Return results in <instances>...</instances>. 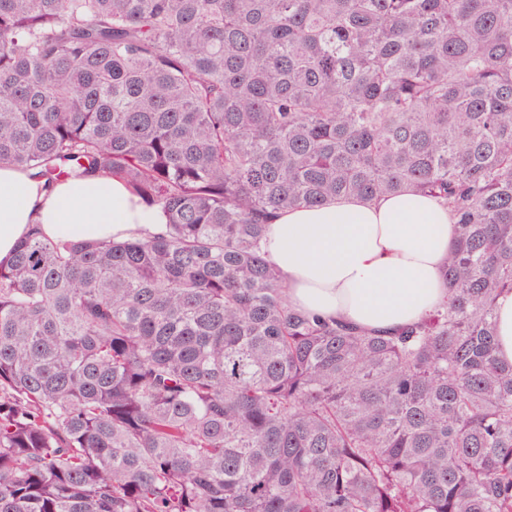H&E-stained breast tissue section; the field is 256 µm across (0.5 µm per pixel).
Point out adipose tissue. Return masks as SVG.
<instances>
[{
	"instance_id": "1",
	"label": "adipose tissue",
	"mask_w": 512,
	"mask_h": 512,
	"mask_svg": "<svg viewBox=\"0 0 512 512\" xmlns=\"http://www.w3.org/2000/svg\"><path fill=\"white\" fill-rule=\"evenodd\" d=\"M161 222L156 208L120 180L86 175L47 189L27 172L0 165V262L35 224L50 237L125 241ZM453 235L447 210L433 198L415 192L373 202L340 197L281 211L269 225L266 251L293 306L393 331L443 298L442 267Z\"/></svg>"
}]
</instances>
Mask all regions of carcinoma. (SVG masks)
Here are the masks:
<instances>
[{
	"label": "carcinoma",
	"instance_id": "obj_1",
	"mask_svg": "<svg viewBox=\"0 0 512 512\" xmlns=\"http://www.w3.org/2000/svg\"><path fill=\"white\" fill-rule=\"evenodd\" d=\"M0 164L163 216L0 264V512H512V0H0ZM409 190L441 303L289 304L276 213ZM496 312L500 357L512 364V293L499 298Z\"/></svg>",
	"mask_w": 512,
	"mask_h": 512
}]
</instances>
